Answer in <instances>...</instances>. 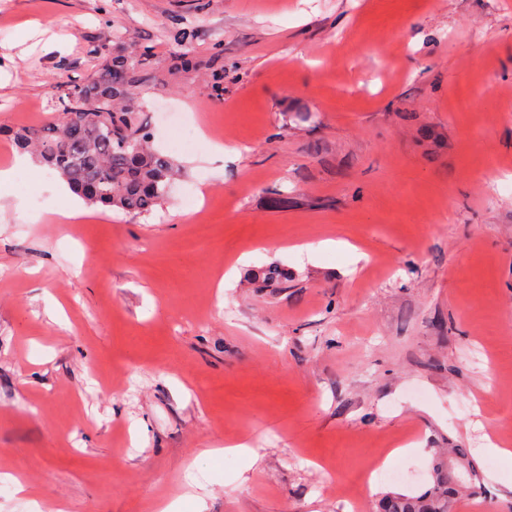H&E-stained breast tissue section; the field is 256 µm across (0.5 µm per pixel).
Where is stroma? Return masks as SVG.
I'll list each match as a JSON object with an SVG mask.
<instances>
[{
    "label": "stroma",
    "mask_w": 512,
    "mask_h": 512,
    "mask_svg": "<svg viewBox=\"0 0 512 512\" xmlns=\"http://www.w3.org/2000/svg\"><path fill=\"white\" fill-rule=\"evenodd\" d=\"M177 24L198 60L222 44L224 92L143 95L185 169L161 205L61 222L44 168L0 199V474L32 489L0 482V512H196L192 472L203 512H350L411 434L367 512L440 448L485 476L470 512H512V467L478 452L512 433V0H0V166L97 48ZM269 265L285 287L249 280Z\"/></svg>",
    "instance_id": "obj_1"
}]
</instances>
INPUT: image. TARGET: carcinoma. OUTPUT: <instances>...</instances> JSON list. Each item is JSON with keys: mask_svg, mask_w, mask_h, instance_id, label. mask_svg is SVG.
<instances>
[{"mask_svg": "<svg viewBox=\"0 0 512 512\" xmlns=\"http://www.w3.org/2000/svg\"><path fill=\"white\" fill-rule=\"evenodd\" d=\"M195 32L172 33L173 52L159 58L148 46L103 51L96 72L62 90L63 116L38 127L11 132L21 152L53 171L90 206L148 214L164 199L179 172L170 157L152 145L148 116L138 110L145 83L162 72L190 76L200 61ZM223 48L214 47L211 88L224 85ZM432 486L420 495L388 493L378 512H452L455 500L481 493V476L463 448L436 455Z\"/></svg>", "mask_w": 512, "mask_h": 512, "instance_id": "obj_1", "label": "carcinoma"}]
</instances>
